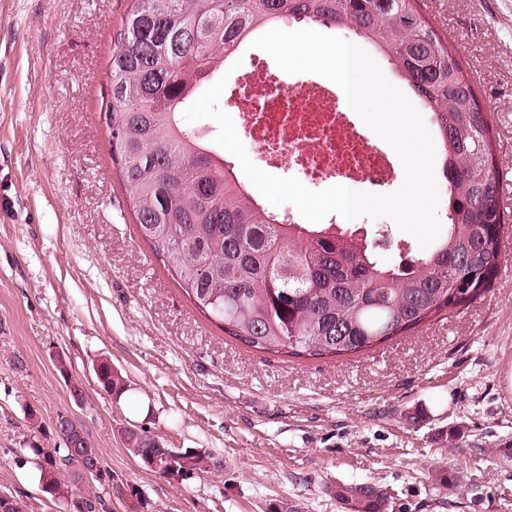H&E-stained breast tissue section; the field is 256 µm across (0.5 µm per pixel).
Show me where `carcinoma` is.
Listing matches in <instances>:
<instances>
[{"mask_svg": "<svg viewBox=\"0 0 512 512\" xmlns=\"http://www.w3.org/2000/svg\"><path fill=\"white\" fill-rule=\"evenodd\" d=\"M300 22L370 44L433 114L448 224L425 251L391 243L407 261L380 262L377 243L355 230L267 211L224 155L180 124L193 94L251 35ZM110 62L100 114L139 235L196 308L246 345L314 358L357 353L494 288L505 218L489 116L419 0H133ZM94 372L108 395L127 392L111 361ZM124 441L146 468L178 483L184 470L210 467L205 452L173 454L135 429ZM28 453L43 492L79 498L82 512H107L97 492L104 482L70 442L34 441ZM334 496L350 512H389L390 495L373 483L338 485Z\"/></svg>", "mask_w": 512, "mask_h": 512, "instance_id": "obj_1", "label": "carcinoma"}]
</instances>
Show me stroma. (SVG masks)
<instances>
[{
	"label": "stroma",
	"instance_id": "obj_1",
	"mask_svg": "<svg viewBox=\"0 0 512 512\" xmlns=\"http://www.w3.org/2000/svg\"><path fill=\"white\" fill-rule=\"evenodd\" d=\"M131 4L0 0V496L65 512L25 452L63 414L148 512H345L333 491L356 482L384 487L390 512H512V267L469 307L356 354L296 358L225 334L140 237L112 161L101 92ZM422 4L481 76L512 192V0ZM101 358L129 383L121 399L99 387ZM131 426L205 451L210 472L147 469Z\"/></svg>",
	"mask_w": 512,
	"mask_h": 512
}]
</instances>
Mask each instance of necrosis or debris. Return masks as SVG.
Segmentation results:
<instances>
[{
    "mask_svg": "<svg viewBox=\"0 0 512 512\" xmlns=\"http://www.w3.org/2000/svg\"><path fill=\"white\" fill-rule=\"evenodd\" d=\"M226 104L255 151L301 171L310 182L350 188L396 176L390 155L351 121L340 87L315 79L287 82L255 68L240 75Z\"/></svg>",
    "mask_w": 512,
    "mask_h": 512,
    "instance_id": "necrosis-or-debris-1",
    "label": "necrosis or debris"
}]
</instances>
